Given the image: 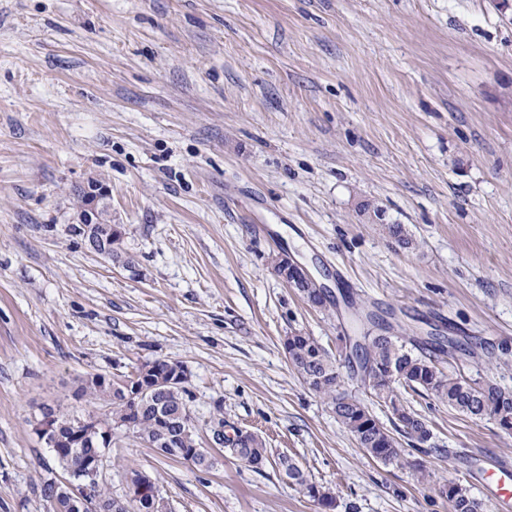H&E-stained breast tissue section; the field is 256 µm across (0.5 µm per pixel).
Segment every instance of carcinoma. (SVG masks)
<instances>
[{"instance_id":"cac0c4a2","label":"carcinoma","mask_w":512,"mask_h":512,"mask_svg":"<svg viewBox=\"0 0 512 512\" xmlns=\"http://www.w3.org/2000/svg\"><path fill=\"white\" fill-rule=\"evenodd\" d=\"M97 234L88 238L94 249L103 252L95 242L99 237H112L117 243L120 232L111 224H100ZM383 231L399 246L411 244L403 224H385ZM460 348L459 341L451 336H429L418 346V351L406 348V344L393 336H372L363 350L362 361L369 365L373 384L372 394L391 408L395 432L386 429L360 400L348 395L338 398L339 384L335 366L330 356L311 337L295 332L288 336V361L315 392L326 397L340 423L350 432L358 445L378 461L389 464L400 456L399 442L395 435L411 443L430 441V429L416 413L406 409L396 393V386L413 391L423 390L437 400L465 415L496 420L501 429L512 432V391L490 383H478L464 377L445 373L435 361L439 355H447ZM150 385L146 376L135 371L120 379L112 380L106 387L87 374L79 380L75 397L92 403H104L109 407L106 421L121 428L133 424L134 438L154 448L161 455L180 458L179 450L196 448L195 465L201 470L210 469L213 458L201 446L196 427L190 414L193 401L191 392L178 383L166 385L148 395H141L134 386ZM216 445H226L231 454L254 467L270 463L263 439L251 432H240L233 439L214 440ZM285 476L310 498L323 507L333 505L329 490L309 482L300 467L288 458H279ZM55 479L43 482L41 494L50 504L51 512H72L69 499L63 493L52 495ZM442 495L448 499L450 512H483V505L473 498L462 485L450 482L443 487Z\"/></svg>"}]
</instances>
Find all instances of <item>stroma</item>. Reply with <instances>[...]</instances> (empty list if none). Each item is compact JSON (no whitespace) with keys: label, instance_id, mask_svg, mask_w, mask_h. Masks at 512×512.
<instances>
[{"label":"stroma","instance_id":"1","mask_svg":"<svg viewBox=\"0 0 512 512\" xmlns=\"http://www.w3.org/2000/svg\"><path fill=\"white\" fill-rule=\"evenodd\" d=\"M91 183L114 258L71 231ZM280 256L372 319L312 306ZM387 322L456 337L440 368L512 390V0H0V512H49L44 405L105 417L80 378L157 359L186 369L202 440L223 415L334 504L225 449L204 471L132 437L107 452L113 496L140 470L173 512H449L453 481L502 512L467 475L512 471L494 420L400 390L432 450L384 464L283 350L313 337L387 426L345 357ZM279 462H274L280 465L284 471L285 476L291 482L300 487V489L307 494L310 498L318 501L323 507L331 508L333 505V495L328 489L318 487L310 483L305 477L300 467L291 459L280 457Z\"/></svg>","mask_w":512,"mask_h":512}]
</instances>
